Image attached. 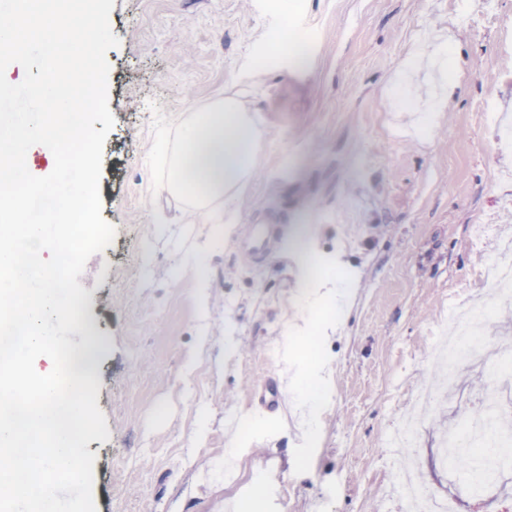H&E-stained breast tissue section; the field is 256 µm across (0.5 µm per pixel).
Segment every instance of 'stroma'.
I'll list each match as a JSON object with an SVG mask.
<instances>
[{"instance_id":"stroma-1","label":"stroma","mask_w":512,"mask_h":512,"mask_svg":"<svg viewBox=\"0 0 512 512\" xmlns=\"http://www.w3.org/2000/svg\"><path fill=\"white\" fill-rule=\"evenodd\" d=\"M290 16L309 67L258 78L273 0H114L100 195L116 235L80 278L110 431L87 446L96 512H406L387 436L436 374L439 325L512 246V0H292ZM185 87L200 109L238 94L262 132L232 223L151 203ZM246 224L274 225L271 254L238 246ZM309 257L353 283L344 325L305 293ZM456 386L463 405L425 413L422 481L458 512H512V467L466 492L441 462L449 426L512 390L479 366Z\"/></svg>"}]
</instances>
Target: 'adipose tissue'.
Returning a JSON list of instances; mask_svg holds the SVG:
<instances>
[{
	"mask_svg": "<svg viewBox=\"0 0 512 512\" xmlns=\"http://www.w3.org/2000/svg\"><path fill=\"white\" fill-rule=\"evenodd\" d=\"M262 133L234 95L191 109L177 141L161 139L166 177L159 191L191 200L202 223H215L213 205L241 197L259 166Z\"/></svg>",
	"mask_w": 512,
	"mask_h": 512,
	"instance_id": "obj_1",
	"label": "adipose tissue"
}]
</instances>
